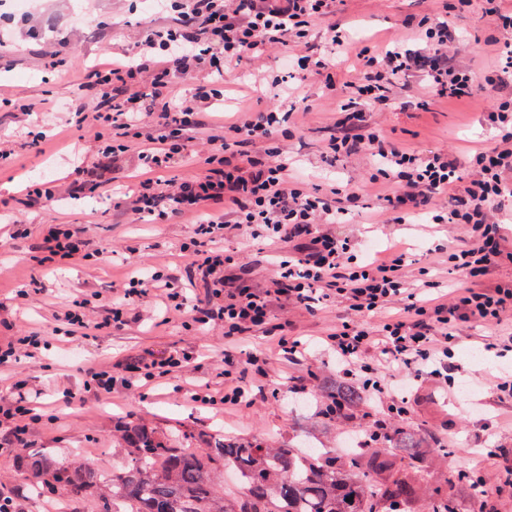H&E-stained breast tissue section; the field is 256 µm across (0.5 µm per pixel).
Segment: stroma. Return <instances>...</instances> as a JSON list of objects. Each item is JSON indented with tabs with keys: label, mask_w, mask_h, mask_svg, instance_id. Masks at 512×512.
Instances as JSON below:
<instances>
[{
	"label": "stroma",
	"mask_w": 512,
	"mask_h": 512,
	"mask_svg": "<svg viewBox=\"0 0 512 512\" xmlns=\"http://www.w3.org/2000/svg\"><path fill=\"white\" fill-rule=\"evenodd\" d=\"M447 2L339 0L337 8L359 44L385 45L400 36L412 40L414 31L407 28V20L434 16ZM36 9L38 18L33 22L22 13L0 17V29L12 35L11 42L0 49V98L11 101L10 106L0 107V135L10 138L12 149L10 159L0 163V199L18 195L28 185L71 181L76 167L95 162L92 133L64 124L63 108L81 94L80 74L72 69L71 57L76 54L92 64L123 53L161 18L160 10H147L146 0H38ZM455 27L473 47L467 58L471 69L496 70L500 57L491 44L497 34L496 24L483 13L480 4L457 11ZM257 70L283 75L288 65L279 56L225 68L224 98L214 102L208 122L221 124L224 113L236 111L242 100L266 102L274 96L275 90L268 82L248 87L249 72ZM301 93L303 99L291 117L292 135L284 142L295 173L311 188L357 186L361 176L371 169L368 157L333 156L325 148L328 129L347 97L346 89L340 87L327 95L319 84L306 80ZM32 102L40 104L41 110L31 123H23L15 106ZM370 119L388 138L423 150L450 145L463 156L490 145L496 135L480 113L445 102L427 110L412 102L396 111L371 113ZM37 131L47 132L48 137L36 144L31 135ZM130 182V172L124 169L112 175L113 193L84 194L76 199L63 196L35 203L27 215V237L0 242V340L21 330L54 336L55 312L82 298L87 287L110 299L113 288L129 272L128 259L133 255L162 264L177 283L185 282L179 246L191 237V225L154 224L130 217L118 205L119 192ZM49 210L62 222L88 224L94 248L102 250L107 258L101 270L70 265L48 271L37 264L41 222ZM336 231L362 258L371 259L396 248L405 251L414 267L420 268L427 266L430 248L460 234L461 229L453 224L432 223L427 216L415 224H370L363 211H355L345 223L337 225ZM224 247L230 252L248 253L250 277L258 284L266 282L279 261L278 250L260 241L246 243L231 235ZM33 279L39 280V291L27 300L17 299V286ZM343 311L340 305L313 315L290 311L295 335L308 342L307 356L291 363L270 355L267 373L278 385L281 397L276 401L257 400L241 413L195 407L184 393L168 384L144 397L125 389L107 398L84 391V367L115 365L137 356L160 359L176 351L196 357V384H216L221 337L181 318L158 325L151 311L146 310L140 319L119 330L78 339L54 336L51 350L33 359H21L0 372V393L10 394L15 381H26L27 393H40L51 416L33 433L30 447L0 454V490L12 493L17 512H46L48 503L55 499L49 490L36 489L27 466L30 454L41 456L48 470L88 464L102 474H111L126 458L114 431L116 421L126 417L144 418L176 436L187 429L207 436L220 427L237 438L272 446L290 443L314 450H336L340 438L335 424L319 412L317 390L297 387L296 382L311 372L322 381L338 380L336 360L325 351L320 338ZM489 334V329L481 326L467 324L461 328L454 361L459 366V379L470 384L468 392L447 394L443 384L429 377L412 382L406 390L412 404L410 428L428 438L443 431L453 437L451 447L442 452L421 449L414 464L427 472L432 482L454 481L459 512H485L489 506L495 512H512V490L497 491L486 504L456 481L458 472H474L496 487L505 460L488 455L486 449L496 444L512 449V403L498 400L493 390L497 376L512 372V346L499 342L493 349H485ZM66 388L71 390V397H63Z\"/></svg>",
	"instance_id": "obj_1"
}]
</instances>
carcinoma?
<instances>
[{"instance_id": "carcinoma-1", "label": "carcinoma", "mask_w": 512, "mask_h": 512, "mask_svg": "<svg viewBox=\"0 0 512 512\" xmlns=\"http://www.w3.org/2000/svg\"><path fill=\"white\" fill-rule=\"evenodd\" d=\"M327 395L342 408L340 420L368 407L348 383L328 386ZM117 433L129 451L121 471L105 477L91 467L64 468L48 485L70 498L105 488L99 512H419L426 480L421 471L395 469L364 440L345 457H329L215 436L202 441L192 431L177 439L142 418L121 420ZM389 440L409 456L426 447L406 426ZM226 471L237 484L227 496L218 483Z\"/></svg>"}]
</instances>
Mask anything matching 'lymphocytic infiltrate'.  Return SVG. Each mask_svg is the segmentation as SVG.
Wrapping results in <instances>:
<instances>
[{"mask_svg": "<svg viewBox=\"0 0 512 512\" xmlns=\"http://www.w3.org/2000/svg\"><path fill=\"white\" fill-rule=\"evenodd\" d=\"M169 2L168 26L137 40L126 62L105 61L84 70L81 87L91 100L73 103L70 122L95 127L104 167L134 163L136 181L122 197L132 214L156 224L190 218L193 235L180 251L190 279L200 280L206 294L188 296L162 268L139 261L114 289L106 317H97L95 304L85 298L64 308L58 320L70 336L119 328L144 298L162 291L157 323L179 316L224 336L221 387L189 385V401L241 412L255 403L254 381L265 375L267 356L256 352L243 358L237 346L260 331L288 361H297L306 346L291 335L292 324L282 311L313 313L341 299L347 314L323 338L338 373L360 383L369 401L384 408L379 427L391 418L407 419L409 399L401 390L408 380L428 375L453 387L460 325L512 319V288L492 280L495 270L512 260V241L501 232L504 203L512 200V12L502 11L501 0H482L485 14L498 21L503 65L492 77L467 68L469 48L446 14L417 24L415 47L396 43L356 52L349 31L336 20L337 0ZM322 20L329 23V38L321 49L308 35ZM272 45L304 46L305 54L289 56V66L328 89L342 78L346 59L355 57L357 74L346 83L350 94L326 147L333 154L372 157L374 168L363 186L334 187L321 195L292 181L277 143L292 115L285 90L264 110L238 111L232 121L200 136V104L222 92L201 88L183 97L175 78L204 67L214 79H223L225 65L261 56ZM415 78L437 98L484 113L498 132L494 143L464 162L442 150H413L381 134L368 113L394 104L397 90L410 88ZM189 157L195 169L170 177V170ZM368 189L376 192L385 223L410 224L427 215L436 224L464 226L458 243L433 250L462 278L458 295L442 298L440 282L429 279L425 267L411 274L405 254L362 263L351 253L334 226ZM230 229L242 238L288 248L287 259L265 285L245 278L242 257L227 254ZM38 249L50 264L79 259L92 265L101 259L85 228L75 224L43 225ZM371 348L376 355L368 362L363 355ZM189 364V356L176 353L140 361L125 375L102 365L85 370L83 387L106 397L138 383L149 390L187 372ZM43 416L37 397L0 396V449L27 447Z\"/></svg>", "mask_w": 512, "mask_h": 512, "instance_id": "1", "label": "lymphocytic infiltrate"}]
</instances>
